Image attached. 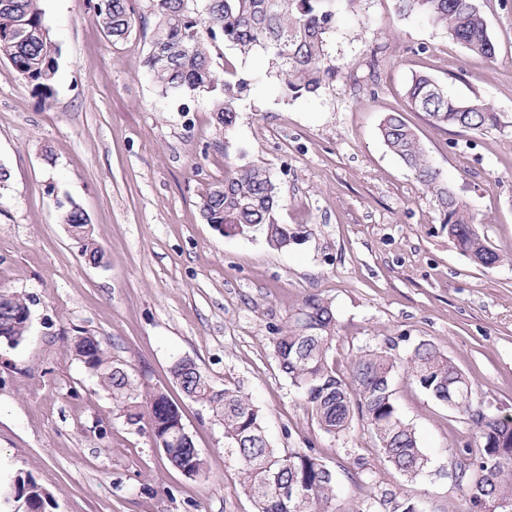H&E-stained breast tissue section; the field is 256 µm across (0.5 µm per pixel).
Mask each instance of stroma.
<instances>
[{
  "label": "stroma",
  "instance_id": "obj_1",
  "mask_svg": "<svg viewBox=\"0 0 512 512\" xmlns=\"http://www.w3.org/2000/svg\"><path fill=\"white\" fill-rule=\"evenodd\" d=\"M94 3L40 0L60 48L49 99L0 59V288L32 311L26 340L0 342V477L32 474L52 495L46 512H255L223 426L172 379L174 359L187 357L252 398L274 447H312L336 472L335 512H357L374 490L422 500L427 512H466L448 477L450 448L474 435L466 416L396 377L399 411L431 460L424 477L404 481L362 423L339 437L317 428L272 338L316 295L336 315L341 376L365 350L402 360L425 340L468 376L474 408L512 416V264L485 269L462 255L435 198L379 134L386 112H402L476 231L512 252V0H476L491 59L420 15H399L397 0H356L327 42L332 75L299 98L267 76L265 50L242 57L216 41L212 69L246 84L229 132L212 93L162 98L143 67L150 30L112 43ZM420 73L449 98L487 103L501 127L433 125L407 102ZM244 165L270 172L277 221L305 230L301 244L276 250L203 219L202 193ZM71 200L89 217L101 265L84 260L62 222ZM83 332L178 404L209 482L184 476L126 424L74 352Z\"/></svg>",
  "mask_w": 512,
  "mask_h": 512
}]
</instances>
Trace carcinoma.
Here are the masks:
<instances>
[{
	"instance_id": "obj_1",
	"label": "carcinoma",
	"mask_w": 512,
	"mask_h": 512,
	"mask_svg": "<svg viewBox=\"0 0 512 512\" xmlns=\"http://www.w3.org/2000/svg\"><path fill=\"white\" fill-rule=\"evenodd\" d=\"M153 2L156 21L144 60L146 73L164 97L219 91L213 110L226 132L236 125V100L243 83L219 80L211 69L210 41L220 35L243 57L259 47L267 50L283 92L297 98L317 92L331 73L326 46L339 4H355V0H206L201 16L194 8L196 0ZM398 11L403 16L419 13L473 54L495 57L487 21L474 0H398ZM94 12L114 43L125 41L136 22L130 0H97ZM58 54L44 24L40 0H0V58L45 100L53 92ZM407 97L416 111L439 127L476 132L500 125L499 114L488 104L478 99L453 100L427 75L412 79ZM379 130L387 148L438 200L444 223L450 226L448 236L458 250L483 268L511 263L512 255L493 249L475 231L474 215L445 184L401 113H387ZM279 207L270 173L255 165L231 170L223 183L208 188L201 197L206 223L224 225L226 235L260 230L269 246L286 250L295 244L298 233L277 223ZM63 217L83 236L84 257L100 261L102 249L84 235L85 211L72 201ZM30 313L23 295L0 290V341L22 342L30 328ZM335 338L331 305L312 295L302 300L293 320L272 341L279 369L301 394L322 432L345 435L358 418L374 434L389 467L407 482L422 477L429 459L416 430L401 416L392 387L394 376L402 371L435 401L468 415L477 428L474 443L452 452L459 483L467 488V512H487L495 503L512 505V417L473 409L472 385L447 355L424 342L402 361L385 350L369 349L356 358L350 379L345 380L336 373L331 355ZM74 350L128 424L147 431L175 468L209 480L206 460L187 433L179 407L165 393L142 390L97 336L75 337ZM171 374L186 396L221 421L225 445L241 469L256 512H333L336 473L313 449L283 452L272 446L252 400L237 389L216 388L195 362L177 359ZM17 494L27 498L30 512H45L51 499L50 492L30 475L18 483Z\"/></svg>"
}]
</instances>
